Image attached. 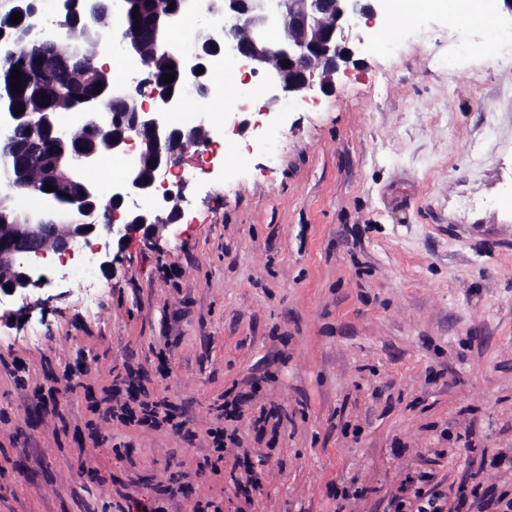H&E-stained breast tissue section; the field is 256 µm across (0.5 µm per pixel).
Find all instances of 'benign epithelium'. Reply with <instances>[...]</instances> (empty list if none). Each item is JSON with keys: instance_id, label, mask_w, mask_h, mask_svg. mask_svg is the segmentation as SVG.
<instances>
[{"instance_id": "7a95c632", "label": "benign epithelium", "mask_w": 512, "mask_h": 512, "mask_svg": "<svg viewBox=\"0 0 512 512\" xmlns=\"http://www.w3.org/2000/svg\"><path fill=\"white\" fill-rule=\"evenodd\" d=\"M59 15L43 22L36 32L45 47H55L76 34L69 26L80 11L97 13L96 0H58ZM387 0H177V7L155 21L151 49L155 55L174 61L182 78V90L171 89L139 69L138 76L116 81L106 74L101 90L70 101L68 112L89 136L74 141L62 126L56 106L39 105L20 115L0 104V141L11 140L19 131L44 138L43 179L37 184L15 181L0 174V198L17 191L36 196L41 202L34 216L15 215L0 224V295L24 297L44 286L45 274L27 263L30 255L45 259L50 254L64 259L84 247L100 255L101 265H110L109 242L91 244V238L106 235L118 245L135 232L153 235L181 216L186 179L169 181L180 168L181 155L192 147L212 143L205 121L187 129L172 124V114L183 108L184 94L192 90L204 100L214 92L216 59L229 53L240 69L263 78L272 97L278 93L302 94L312 87L311 77L321 72V88L335 86L340 64L354 55L345 35L346 26L363 16L374 17ZM131 0H112L110 17L120 18L116 50L126 60L141 64L142 41L127 29ZM197 19L194 46L185 49L172 37L188 17ZM281 31L273 40L272 30ZM20 48L12 36L0 29V57H17ZM204 73H198V70ZM52 77L48 63L26 70L27 83L36 89ZM134 98V112H110V102ZM139 146L134 162L110 187L111 210L124 209L121 224L100 223L101 185L86 176L106 154L123 156ZM55 190H45L46 184ZM164 189L168 218L147 203ZM11 290H5V287Z\"/></svg>"}]
</instances>
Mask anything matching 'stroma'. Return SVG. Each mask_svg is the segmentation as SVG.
Masks as SVG:
<instances>
[{
	"label": "stroma",
	"instance_id": "35a3bbf8",
	"mask_svg": "<svg viewBox=\"0 0 512 512\" xmlns=\"http://www.w3.org/2000/svg\"><path fill=\"white\" fill-rule=\"evenodd\" d=\"M390 25L353 20L331 91L245 77L211 125L236 158L184 155L179 221L0 299V512H392L422 472L512 493V13L373 50ZM132 389L168 421L104 418Z\"/></svg>",
	"mask_w": 512,
	"mask_h": 512
}]
</instances>
